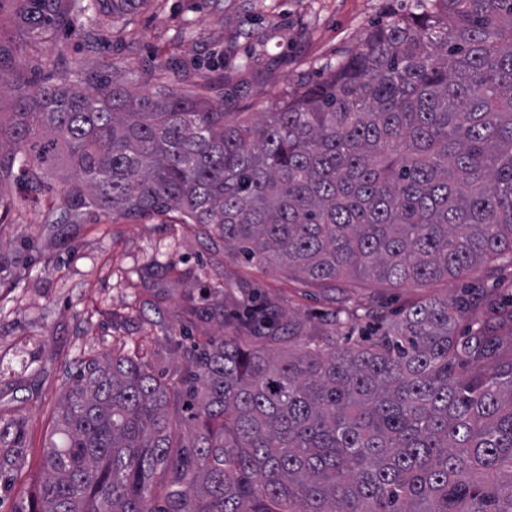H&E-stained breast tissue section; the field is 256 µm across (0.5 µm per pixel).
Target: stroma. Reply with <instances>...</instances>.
Returning a JSON list of instances; mask_svg holds the SVG:
<instances>
[{"label": "stroma", "instance_id": "stroma-1", "mask_svg": "<svg viewBox=\"0 0 512 512\" xmlns=\"http://www.w3.org/2000/svg\"><path fill=\"white\" fill-rule=\"evenodd\" d=\"M64 24L16 42L10 88L0 112L13 111L37 76L57 80L81 71L105 75L132 93L154 91L160 64L169 89L197 88L231 112H260L270 101L318 82L353 52L372 28L419 13V0H146L114 20L80 0ZM44 205L15 199L0 247L34 240L38 250L0 288V418L20 421L23 450L0 512H13L41 475L43 448L58 407L80 366L118 345L140 350L153 369L178 380L187 349L233 322L243 305L269 299L314 333L351 343L411 304L469 296L460 321L468 333L493 318L483 301L496 291L512 298V267L492 265L451 281L396 287L347 277L330 288L278 265L246 259L214 232L184 224L178 213L135 219L97 217L56 233ZM223 299V318L189 322L186 308ZM343 304L364 316L335 321Z\"/></svg>", "mask_w": 512, "mask_h": 512}]
</instances>
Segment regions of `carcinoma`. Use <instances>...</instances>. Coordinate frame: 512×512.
Returning a JSON list of instances; mask_svg holds the SVG:
<instances>
[{
    "instance_id": "carcinoma-1",
    "label": "carcinoma",
    "mask_w": 512,
    "mask_h": 512,
    "mask_svg": "<svg viewBox=\"0 0 512 512\" xmlns=\"http://www.w3.org/2000/svg\"><path fill=\"white\" fill-rule=\"evenodd\" d=\"M42 32L76 0H25ZM145 0H96L123 19ZM81 73L34 81L0 116V224L16 187L62 177L48 224L177 212L224 245L332 284L404 285L512 261V0H424L370 31L325 81L226 112L165 85L140 96ZM35 248L0 250V270ZM457 335L462 306L412 304L338 344L256 302L167 382L136 351L77 373L13 512H512V306ZM22 426L0 420V447Z\"/></svg>"
}]
</instances>
